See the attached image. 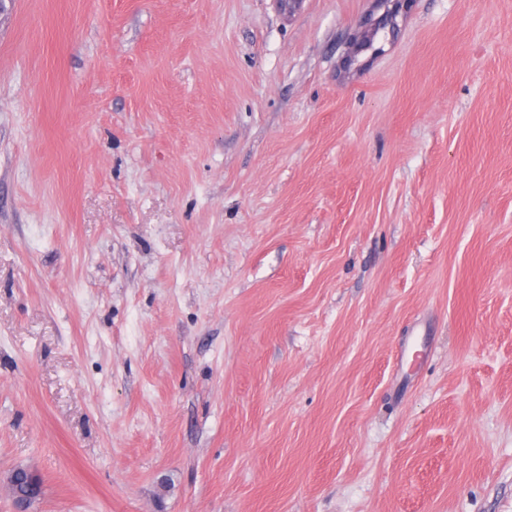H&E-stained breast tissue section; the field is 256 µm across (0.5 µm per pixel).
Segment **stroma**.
Instances as JSON below:
<instances>
[{"label":"stroma","mask_w":512,"mask_h":512,"mask_svg":"<svg viewBox=\"0 0 512 512\" xmlns=\"http://www.w3.org/2000/svg\"><path fill=\"white\" fill-rule=\"evenodd\" d=\"M0 0V512H512V0ZM377 8H383V13L375 16L372 10L366 14L361 20L362 28L366 35L360 41L353 44V51L348 59V65H357L361 69L363 64H358L357 56L363 51L371 50L372 54L376 53L380 48H374L375 40L381 33L382 38L385 40L386 33H391L395 29L396 17L399 12L405 7L410 8L414 0H373ZM40 475L27 467L15 468L9 478L15 512H30L31 505L41 497Z\"/></svg>","instance_id":"35a3bbf8"}]
</instances>
